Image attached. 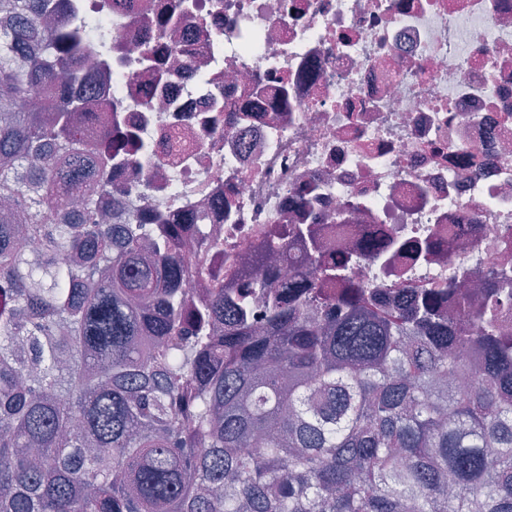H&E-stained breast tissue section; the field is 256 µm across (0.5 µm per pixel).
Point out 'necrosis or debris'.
<instances>
[{"label":"necrosis or debris","instance_id":"obj_1","mask_svg":"<svg viewBox=\"0 0 512 512\" xmlns=\"http://www.w3.org/2000/svg\"><path fill=\"white\" fill-rule=\"evenodd\" d=\"M110 33L91 50L89 109L117 105L148 152L114 166L129 210H204L225 256L282 224H312L329 252L360 230L444 243L456 257L352 262V282L451 284L512 274V0H168L181 53L129 83L157 35L109 0H73ZM288 104L273 102L278 84ZM318 186L312 206L295 198Z\"/></svg>","mask_w":512,"mask_h":512}]
</instances>
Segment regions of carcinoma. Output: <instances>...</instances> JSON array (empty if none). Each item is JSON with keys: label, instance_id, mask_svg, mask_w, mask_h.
<instances>
[{"label": "carcinoma", "instance_id": "obj_1", "mask_svg": "<svg viewBox=\"0 0 512 512\" xmlns=\"http://www.w3.org/2000/svg\"><path fill=\"white\" fill-rule=\"evenodd\" d=\"M93 30L0 0V512H512L507 274L383 293L346 270L393 241L336 256L312 224L226 270L208 213L125 211L112 162L146 145L87 111Z\"/></svg>", "mask_w": 512, "mask_h": 512}]
</instances>
